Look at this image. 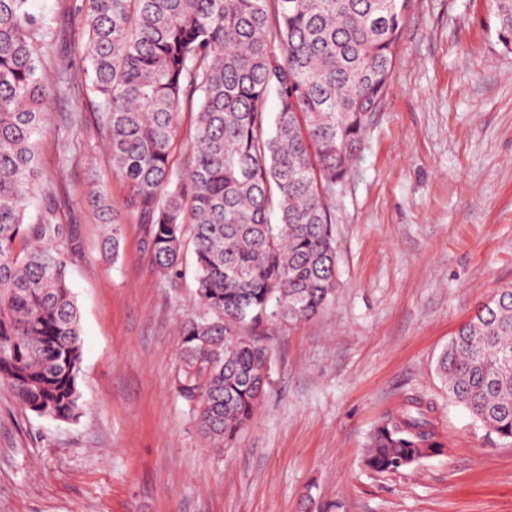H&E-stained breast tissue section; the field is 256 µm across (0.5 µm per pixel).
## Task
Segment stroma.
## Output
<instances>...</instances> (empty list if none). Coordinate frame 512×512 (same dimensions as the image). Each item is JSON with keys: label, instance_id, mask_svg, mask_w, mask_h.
<instances>
[{"label": "stroma", "instance_id": "1", "mask_svg": "<svg viewBox=\"0 0 512 512\" xmlns=\"http://www.w3.org/2000/svg\"><path fill=\"white\" fill-rule=\"evenodd\" d=\"M76 0L55 11L67 93L39 139L74 244L64 250L83 334L77 419L26 412L0 386V512H512V443L449 401L436 358L492 292L512 286V53L487 0H411L387 92L332 193L339 287L313 319L273 328L270 387L216 452L175 391L192 279L164 284L122 227L86 205L89 173L124 204L91 107ZM421 394L443 452L397 473L363 466L387 412Z\"/></svg>", "mask_w": 512, "mask_h": 512}]
</instances>
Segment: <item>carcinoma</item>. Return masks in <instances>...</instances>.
I'll list each match as a JSON object with an SVG mask.
<instances>
[{"instance_id":"carcinoma-1","label":"carcinoma","mask_w":512,"mask_h":512,"mask_svg":"<svg viewBox=\"0 0 512 512\" xmlns=\"http://www.w3.org/2000/svg\"><path fill=\"white\" fill-rule=\"evenodd\" d=\"M0 0V385L39 416L80 414V314L56 244L71 237L51 191L39 219L38 136L71 63L51 11ZM408 0H81L86 74L127 220L175 288L193 256L205 315L180 324L177 392L229 446L270 384L265 329L318 314L336 292L329 199L351 171L393 75ZM512 52V0H488ZM278 108L268 112L270 93ZM197 107L182 172L170 163L182 105ZM89 201L120 248L118 206ZM437 370L448 398L512 441V287L461 324ZM445 448L435 407L409 397L372 433L364 464L407 469Z\"/></svg>"}]
</instances>
